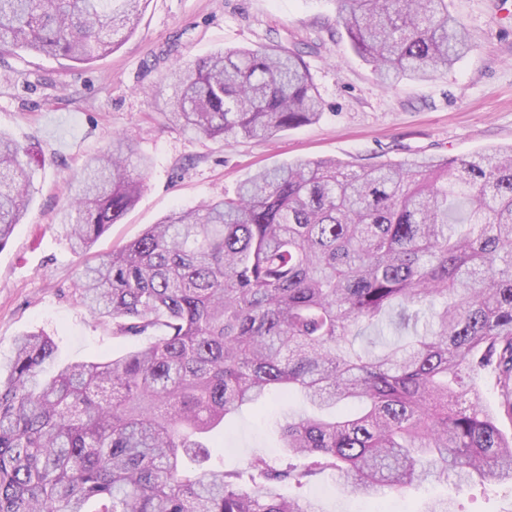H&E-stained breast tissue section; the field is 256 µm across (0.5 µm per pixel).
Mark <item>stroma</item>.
Returning a JSON list of instances; mask_svg holds the SVG:
<instances>
[{
  "label": "stroma",
  "mask_w": 512,
  "mask_h": 512,
  "mask_svg": "<svg viewBox=\"0 0 512 512\" xmlns=\"http://www.w3.org/2000/svg\"><path fill=\"white\" fill-rule=\"evenodd\" d=\"M448 11L468 28L474 51L431 80L391 88L352 49L333 0H148L135 33L89 65L24 50L1 60L0 131L39 165L26 218L0 250V358L25 332L50 336L59 366L112 359L139 345V338L114 336L111 323L79 303L84 259L55 227L84 160L106 150L115 133L133 136L150 166L143 193L97 241V254L137 239L174 209L233 194L265 166L301 158L405 162L512 144V0H448ZM261 44L303 50L324 102L316 122L266 141L226 143L162 117L175 63ZM308 409L297 395L243 410L211 454L228 471L257 454L278 455L280 424ZM305 490L319 496L323 512H423L439 496L453 499L457 512H512L510 483L476 480L461 489L432 479L375 501L327 471Z\"/></svg>",
  "instance_id": "1"
}]
</instances>
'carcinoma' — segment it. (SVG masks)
<instances>
[{
    "label": "carcinoma",
    "mask_w": 512,
    "mask_h": 512,
    "mask_svg": "<svg viewBox=\"0 0 512 512\" xmlns=\"http://www.w3.org/2000/svg\"><path fill=\"white\" fill-rule=\"evenodd\" d=\"M148 0H0V58L90 63L134 34ZM379 80H428L472 50L448 0H334ZM163 116L201 138L263 141L318 120L297 49L227 48L175 69ZM26 150L0 133V250L32 200ZM124 133L85 161L59 230L88 256L78 297L114 336H151L53 376L51 337L0 361V512H322L285 495L334 471L367 496L437 468L512 482V145L353 168L300 159L235 195L171 212L98 255L144 188ZM375 331L360 346V325ZM301 393L281 448L307 465L210 463L207 435L266 394Z\"/></svg>",
    "instance_id": "cac0c4a2"
}]
</instances>
